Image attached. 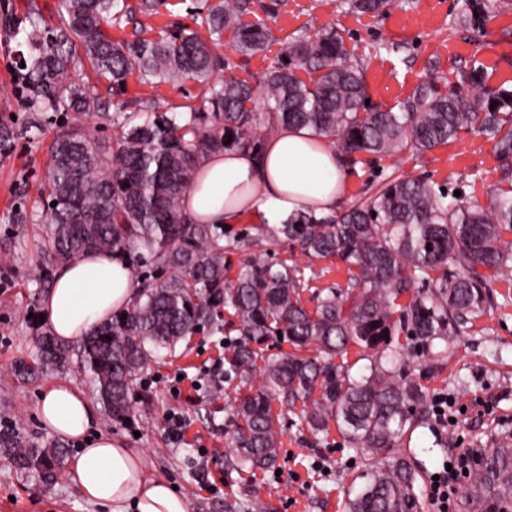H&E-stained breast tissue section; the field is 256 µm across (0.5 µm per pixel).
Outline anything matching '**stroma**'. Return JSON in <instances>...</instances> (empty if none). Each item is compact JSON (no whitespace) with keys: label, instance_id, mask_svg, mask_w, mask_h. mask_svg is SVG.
Masks as SVG:
<instances>
[{"label":"stroma","instance_id":"stroma-1","mask_svg":"<svg viewBox=\"0 0 512 512\" xmlns=\"http://www.w3.org/2000/svg\"><path fill=\"white\" fill-rule=\"evenodd\" d=\"M462 3L397 0L384 12L360 13L342 0H249L247 20L263 19L272 38L264 53L245 60L232 48V32H225L224 71L257 81L289 42L330 26L344 36L352 61L362 69L371 105L394 106L429 77L455 83L476 61L484 64L490 86L511 87L512 0H498L496 16L480 33L457 24ZM34 6L47 22L57 23L58 0H0V131L9 132L12 142L10 150L0 151V419L14 422L25 439L45 444L52 437L38 423L34 405L50 383L71 382L87 398L95 396L75 363L29 379L14 372L16 363L36 357V338L46 330L43 301L49 287L33 282L31 271L42 262L38 226L45 212L40 191L49 146L68 127L99 135L110 128L95 116L29 109L18 97L14 76L24 47L13 38L11 24ZM96 91L109 113L121 107L137 112L153 103L180 117L188 106L199 104L202 94L194 81L151 88L134 78L123 95L113 96L104 84ZM397 176L422 178L460 191L463 200L484 204L499 185V161L491 141L470 129L422 155L363 154L349 169L345 205L364 201L383 180ZM231 333L228 327L213 335L200 332L181 341L174 352H161L135 390L129 421L116 423L101 408L99 430L142 452L149 471L186 497L189 512H225L229 505L235 512H250L256 498L270 512H343L347 493L364 484L359 458L339 435L315 437L295 426L293 413L281 404L273 406L284 425L283 451L274 468L253 474L227 469L232 450L227 398L237 383L225 381V398L213 401L203 373L223 358V342ZM396 349L415 366L428 397L396 449L417 470L421 512H435L429 476L443 466L451 441L478 448L490 435L512 436V274L493 283L486 314L449 342L445 356L410 354L402 343ZM439 395L459 406L454 423L436 421L432 401ZM174 408L187 420L176 447L165 429V416ZM0 512L99 510L65 476L45 486L0 458Z\"/></svg>","mask_w":512,"mask_h":512}]
</instances>
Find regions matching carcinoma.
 I'll return each mask as SVG.
<instances>
[{
    "instance_id": "1",
    "label": "carcinoma",
    "mask_w": 512,
    "mask_h": 512,
    "mask_svg": "<svg viewBox=\"0 0 512 512\" xmlns=\"http://www.w3.org/2000/svg\"><path fill=\"white\" fill-rule=\"evenodd\" d=\"M162 0H61L58 24L38 9L27 16L28 52L17 75L31 103L54 112L89 114L100 98L83 81L105 79L114 95L137 76L157 87L183 80L204 84L201 105L177 119L156 112L141 122L133 113H104L118 128L107 137L67 128L54 139L44 184L47 206L40 225L47 260L32 271L44 283L53 264L86 252L123 257L132 245L149 263L134 304L82 338L77 350L50 335L38 339L32 363L15 372L32 378L43 369H65L77 357L112 420L130 417V396L160 349L207 329L222 331L219 310L236 322L238 340L224 346V377L250 385L231 415L234 454L226 467L265 470L276 463L283 429L272 402L299 410L301 428L329 435L331 426L366 467V484L346 501L347 512H419L417 474L393 452L426 402L407 364L388 351L404 337L417 353L450 340L486 313L490 281L512 271V88H489L482 63L460 73L451 89L435 79L391 108L365 105L364 74L349 62L344 37L334 28L299 39L267 66L254 86L221 69L217 53L224 31L245 59L263 53L270 40L264 20L242 21L246 0H206L196 31H168L157 38L112 40L104 29L158 13ZM394 0H347L350 9L382 12ZM495 0H464L458 23L485 28ZM309 76L305 82L297 71ZM264 107H256L257 97ZM282 125L307 127L337 151L343 166L361 154H424L477 129L493 141L501 162L500 191L486 207L466 204L423 179L392 178L365 201L334 215L299 214L257 239L222 243L211 224H194L183 198L209 153L256 150ZM288 241L307 266L268 258ZM233 250L247 252L234 280L226 278ZM339 258L346 286L322 288L307 309L301 293L316 278L314 261ZM291 351L264 358L274 337ZM366 355V372L354 377L350 348ZM266 359L254 385L258 359ZM0 455L43 483L55 480L65 450L22 440L0 429Z\"/></svg>"
}]
</instances>
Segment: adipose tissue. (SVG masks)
<instances>
[{"mask_svg":"<svg viewBox=\"0 0 512 512\" xmlns=\"http://www.w3.org/2000/svg\"><path fill=\"white\" fill-rule=\"evenodd\" d=\"M347 171L335 150L313 131L284 126L256 151L208 155L184 196L183 209L197 224L251 222L276 226L309 212L340 209ZM132 264L108 254H83L60 264L44 301L48 330L61 342L83 338L90 328L128 308L136 295ZM36 414L50 434L78 442L67 473L81 494L114 512H188L184 495L152 476L144 456L112 435L92 434L97 414L74 384L45 389Z\"/></svg>","mask_w":512,"mask_h":512,"instance_id":"ef3b65f1","label":"adipose tissue"}]
</instances>
